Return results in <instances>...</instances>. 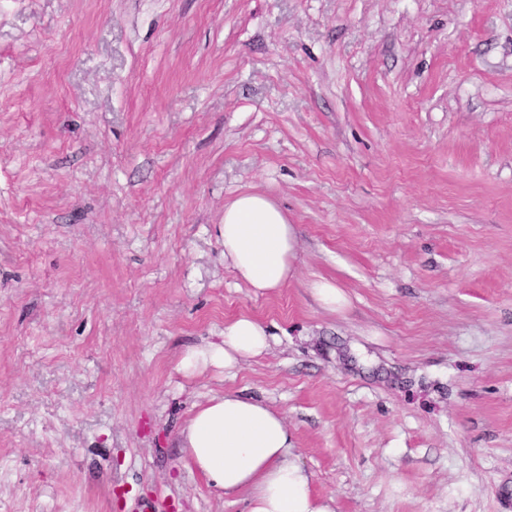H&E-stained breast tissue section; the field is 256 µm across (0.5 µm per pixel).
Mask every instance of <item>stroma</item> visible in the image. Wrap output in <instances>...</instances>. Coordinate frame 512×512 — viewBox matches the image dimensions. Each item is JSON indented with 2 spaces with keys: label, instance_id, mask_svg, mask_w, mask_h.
<instances>
[{
  "label": "stroma",
  "instance_id": "35a3bbf8",
  "mask_svg": "<svg viewBox=\"0 0 512 512\" xmlns=\"http://www.w3.org/2000/svg\"><path fill=\"white\" fill-rule=\"evenodd\" d=\"M249 192L299 235L258 296ZM232 391L334 512H512V0H0V512H245L180 442ZM224 263L256 294L284 288L296 276L298 235L265 195L241 194L224 206ZM267 329L251 316H239L224 326V335L219 342L189 350L182 360V368L189 373L208 366L231 371L241 360L260 356L267 351L271 340Z\"/></svg>",
  "mask_w": 512,
  "mask_h": 512
}]
</instances>
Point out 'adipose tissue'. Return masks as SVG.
<instances>
[{
  "instance_id": "adipose-tissue-1",
  "label": "adipose tissue",
  "mask_w": 512,
  "mask_h": 512,
  "mask_svg": "<svg viewBox=\"0 0 512 512\" xmlns=\"http://www.w3.org/2000/svg\"><path fill=\"white\" fill-rule=\"evenodd\" d=\"M224 262L255 293L285 287L296 276L298 235L285 212L265 195L247 193L224 206ZM266 326L242 315L219 342L189 350L192 373L208 366L235 369L270 346ZM195 467L225 495L246 494L247 512H334L314 494L312 475L293 453L286 419L263 402L237 393L211 397L180 433Z\"/></svg>"
}]
</instances>
